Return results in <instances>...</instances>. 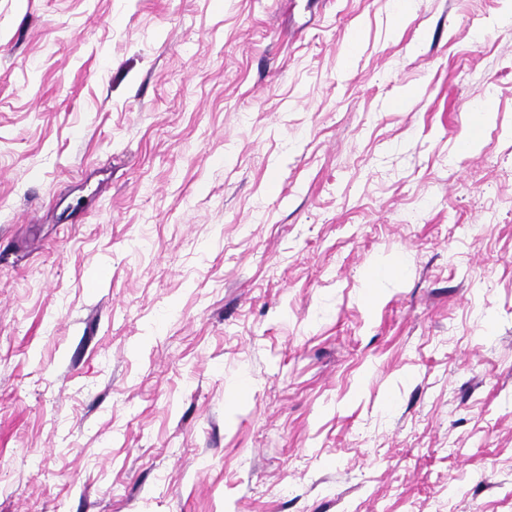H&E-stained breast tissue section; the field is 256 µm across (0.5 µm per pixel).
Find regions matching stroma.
Returning <instances> with one entry per match:
<instances>
[{"label":"stroma","mask_w":512,"mask_h":512,"mask_svg":"<svg viewBox=\"0 0 512 512\" xmlns=\"http://www.w3.org/2000/svg\"><path fill=\"white\" fill-rule=\"evenodd\" d=\"M511 6L0 0V512H512Z\"/></svg>","instance_id":"stroma-1"}]
</instances>
